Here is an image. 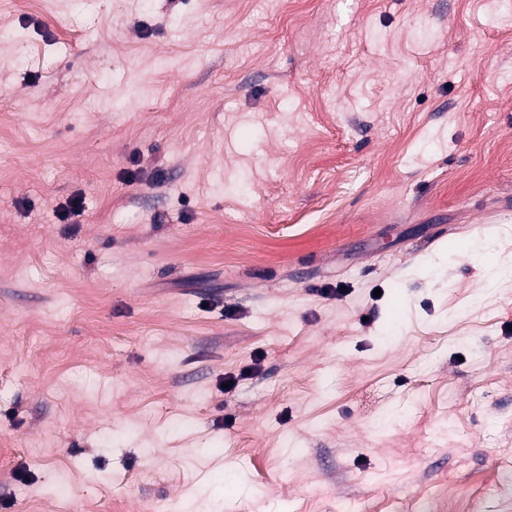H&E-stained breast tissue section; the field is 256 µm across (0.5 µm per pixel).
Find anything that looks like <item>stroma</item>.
I'll return each instance as SVG.
<instances>
[{"mask_svg":"<svg viewBox=\"0 0 512 512\" xmlns=\"http://www.w3.org/2000/svg\"><path fill=\"white\" fill-rule=\"evenodd\" d=\"M1 29L0 512H512V0Z\"/></svg>","mask_w":512,"mask_h":512,"instance_id":"stroma-1","label":"stroma"}]
</instances>
